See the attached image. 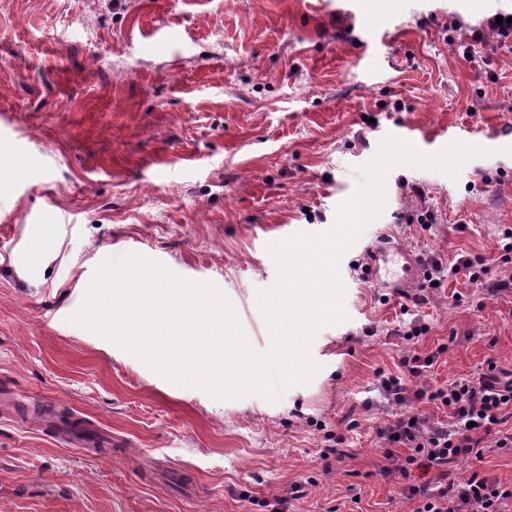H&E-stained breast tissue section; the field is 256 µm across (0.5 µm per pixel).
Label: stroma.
Returning a JSON list of instances; mask_svg holds the SVG:
<instances>
[{
    "instance_id": "1",
    "label": "stroma",
    "mask_w": 512,
    "mask_h": 512,
    "mask_svg": "<svg viewBox=\"0 0 512 512\" xmlns=\"http://www.w3.org/2000/svg\"><path fill=\"white\" fill-rule=\"evenodd\" d=\"M512 0H0V512H412L380 473V374L440 357L436 389L488 360L512 366V294L456 275L431 304L354 271L380 234L415 256L489 259L512 229V43L472 61L465 27ZM496 81H489L487 72ZM494 156L459 180L399 167L383 215L343 255L347 322L312 347L321 371L278 402L216 401L67 323L96 266L137 252L230 298L252 347L270 345L256 291L268 243L329 229L357 167L387 135ZM431 229L405 223L421 206ZM426 324L408 340L411 319ZM50 400L20 419L21 395ZM98 447L70 445L71 422ZM347 455L321 458L328 437ZM512 488V451L463 458L453 479Z\"/></svg>"
}]
</instances>
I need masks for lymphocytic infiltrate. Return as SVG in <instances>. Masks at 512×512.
<instances>
[{
	"mask_svg": "<svg viewBox=\"0 0 512 512\" xmlns=\"http://www.w3.org/2000/svg\"><path fill=\"white\" fill-rule=\"evenodd\" d=\"M424 279L414 296L415 304H424L434 283L446 273L464 275L470 283L485 287L490 295L512 291V280H492L484 258L462 256L449 261L444 253L433 251L423 260ZM438 359L437 354L404 358L406 376H385L379 383L375 408L394 412V420L381 427L377 436L386 443L381 472L388 479L404 481L406 500L416 502L415 512H512V490L498 482L470 478L450 480L452 465L463 457H482L486 439L495 448L512 449V431L503 426L512 420V368L488 360L486 369L476 376L451 382L448 387L428 390L419 382ZM417 389H410V382ZM446 410L448 421L431 419L416 412L421 399ZM433 469L436 479L412 481L416 469Z\"/></svg>",
	"mask_w": 512,
	"mask_h": 512,
	"instance_id": "lymphocytic-infiltrate-1",
	"label": "lymphocytic infiltrate"
}]
</instances>
